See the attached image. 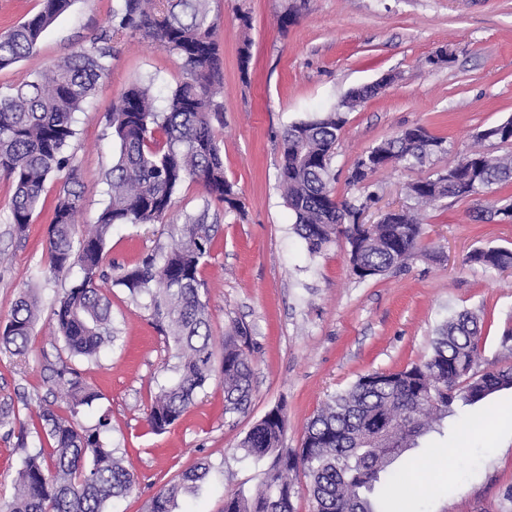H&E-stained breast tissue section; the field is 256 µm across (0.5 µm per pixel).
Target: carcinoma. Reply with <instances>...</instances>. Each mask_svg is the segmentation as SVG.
Returning a JSON list of instances; mask_svg holds the SVG:
<instances>
[{
    "label": "carcinoma",
    "instance_id": "obj_1",
    "mask_svg": "<svg viewBox=\"0 0 512 512\" xmlns=\"http://www.w3.org/2000/svg\"><path fill=\"white\" fill-rule=\"evenodd\" d=\"M72 0H41L39 12L0 34V69L30 57L43 32L71 6ZM208 0H118L110 29L89 48L57 61L42 76L8 94L0 93V175L14 188L11 224L23 233L45 202L46 184L63 176L47 229V271L54 277L78 269L79 276L54 309L59 340L66 356H58L55 383L62 388L69 416L50 404L36 413V434L49 447L26 453L17 472L15 494L6 512H107L110 500L132 493L134 473L123 464V452L101 439L111 421L103 417L94 429L75 426L81 408L100 398L99 392L68 362L93 360L115 341L112 305L98 281L107 238L116 224L161 223L176 192L190 180L204 194L203 210L186 215L174 228V243L122 270L116 283L136 300L149 298L156 322L168 331L178 379L161 389L147 412V422L164 433L194 403L212 378L210 314L202 299L199 269L209 254L216 225L207 223L213 201L240 208L234 184L224 175V154L218 129L224 113L216 100L222 58L217 27ZM141 32L182 61L183 78L163 105L151 87L136 83L112 102L106 125L116 153L105 173L108 202L95 224L79 229L83 208L70 150L77 135L75 115L82 111L105 76L112 59V35ZM370 96L359 92L329 109L324 116L295 122L281 134L279 183L295 229L308 252L319 254L336 234L350 246L352 272L361 280L384 276L404 267L425 251L422 224L415 212L403 209L382 217L365 231L355 224L361 207L338 201L331 181L338 133L345 110ZM375 163H354L347 184L366 189L377 171L402 161L424 162L447 152L444 140L421 126L401 131L373 147ZM440 174L410 183V197L429 205L444 198H475L493 185L512 184V157L473 150ZM469 262L485 268L512 267V249L473 251ZM39 316L35 289L24 292L8 321L0 325V352L25 355ZM482 339L480 318L462 311L437 330L431 352L419 363L395 372H372L337 393L305 427L296 451L281 447L283 408L269 410L247 433L240 448L257 459L272 458L264 490L254 498L233 494L224 512H294V482L299 470L315 512H384L369 497L393 460L417 446L419 437L448 417L453 404L479 403L512 388V368L479 370ZM247 330L238 326L224 337L221 373L225 412L246 410L251 399L253 368L245 352ZM212 465L201 460L177 480L162 486L151 512H171L178 497L203 482Z\"/></svg>",
    "mask_w": 512,
    "mask_h": 512
}]
</instances>
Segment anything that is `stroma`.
<instances>
[{"instance_id": "obj_1", "label": "stroma", "mask_w": 512, "mask_h": 512, "mask_svg": "<svg viewBox=\"0 0 512 512\" xmlns=\"http://www.w3.org/2000/svg\"><path fill=\"white\" fill-rule=\"evenodd\" d=\"M116 5L73 0L31 57L0 70V91L91 47ZM208 9L223 58L224 171L241 208L204 205L201 187L185 182L164 223L113 226L104 263L134 266L169 247L174 225L186 215L209 207L218 231L200 277L211 343L221 352L235 324L248 328L252 397L244 412L225 413L222 378L213 376L177 423L154 433L146 412L159 386L176 376L171 342L144 301L104 283L120 339L95 362L75 357L71 363L101 394L81 410L77 425L92 429L108 416L104 438L125 448V464L138 478L135 491L112 500L108 512H150L157 491L203 458L213 465L208 481L180 496L172 512H224L226 495L255 496L269 462L245 456L239 444L270 409L284 405L282 445L300 448L308 420L331 396L363 374L423 360L439 326L456 312L473 311L483 323L481 368L512 366V339L506 337L512 332V274L468 261L479 248H512V222L478 219L474 200L444 199L424 212L425 254L362 281L351 272L343 236L320 254L308 252L278 180L284 128L322 116L353 89L387 76L385 89L346 114L332 161L333 194L361 203L363 191L346 182L356 159L420 125L445 138L446 153L379 171V199L364 219L412 206L409 183L445 171L473 148L478 131L512 117V0H209ZM245 49L250 62L244 67ZM441 49L449 61L429 64ZM182 77L179 60L152 40L113 35L110 71L77 114L80 223L93 222L108 200L104 174L115 146L106 114L113 100L135 82L150 84L161 99ZM59 188L57 181L48 183L42 211L19 234L10 222L12 184L0 176V325L26 288L36 289L41 307L28 353L0 352V407L19 412L46 401L59 414L67 412L53 383L61 346L53 308L73 279L38 277L48 263L45 239ZM18 443L16 434L0 427V504L15 493L26 449L41 445L33 432L26 448ZM393 468L412 477L395 492L381 490L394 512H512V389L476 405L457 404L440 429L420 437Z\"/></svg>"}]
</instances>
